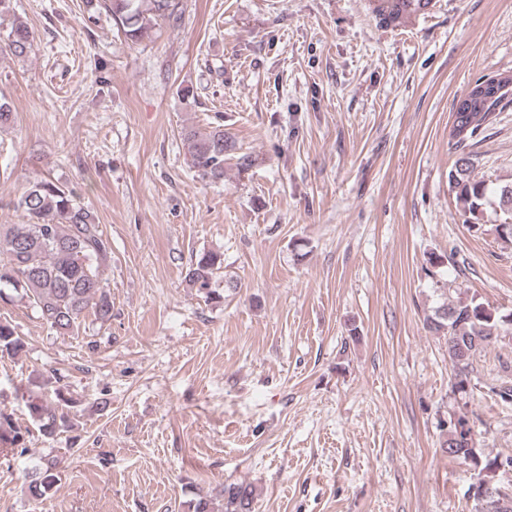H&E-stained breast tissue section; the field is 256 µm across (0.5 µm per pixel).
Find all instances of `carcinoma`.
Masks as SVG:
<instances>
[{
	"label": "carcinoma",
	"mask_w": 512,
	"mask_h": 512,
	"mask_svg": "<svg viewBox=\"0 0 512 512\" xmlns=\"http://www.w3.org/2000/svg\"><path fill=\"white\" fill-rule=\"evenodd\" d=\"M395 0H370L371 12L383 26L399 25ZM105 10L125 36L137 41L160 21H178L180 0H86L88 18ZM31 47L27 25L14 19L7 36L6 50L25 56ZM496 81L478 79L452 113L449 137L461 146L475 139L504 107L512 86V74H497ZM188 146L191 167L204 180L224 181V162L236 160L247 170L255 158L239 152L236 140L224 132L220 121L201 130L186 126L182 131ZM471 159L465 155L455 162L449 184L461 215L482 211L488 196L494 195L498 208L512 219V183L489 186L471 177ZM17 207L25 218L22 224H0V300L3 290L13 289L36 309L40 318L59 334L76 331L86 315L106 322L112 318V295L101 283L98 267L108 253L94 213L75 194L50 179L32 183L20 196ZM224 269L217 252H203L185 270L184 279L205 300L222 298L215 288ZM428 329L444 336L448 361L453 372L452 391L461 395L471 390L473 363L491 344L512 335V313L496 314L475 299H459L440 304L427 322ZM24 350V340L11 323L0 321V356L16 357ZM41 434L54 437L70 426V417L41 401L28 404ZM26 438L13 419L0 412V455L8 457L23 448ZM442 448L448 457L478 469L480 487L469 490L470 512H512V495L499 492L494 474L500 465L512 466V457L503 460L481 458L475 448L473 431L462 416L448 424V439ZM59 481L54 463H48L31 480L28 494L34 500L46 497ZM223 512H252L253 488L244 483L224 486Z\"/></svg>",
	"instance_id": "obj_1"
}]
</instances>
